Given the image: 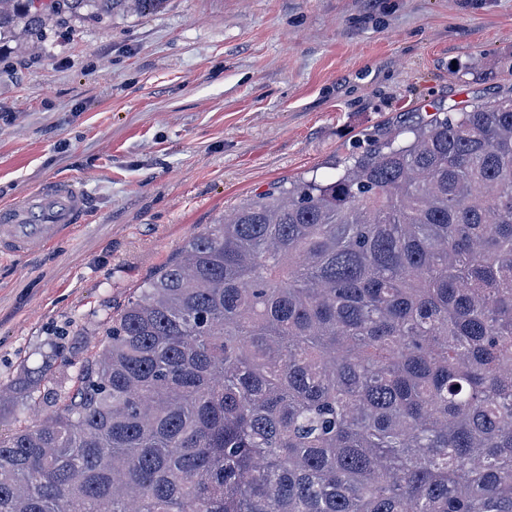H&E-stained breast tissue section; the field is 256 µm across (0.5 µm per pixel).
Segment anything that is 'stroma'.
Here are the masks:
<instances>
[{"label":"stroma","mask_w":512,"mask_h":512,"mask_svg":"<svg viewBox=\"0 0 512 512\" xmlns=\"http://www.w3.org/2000/svg\"><path fill=\"white\" fill-rule=\"evenodd\" d=\"M512 89V0H166L0 60V208L81 180L77 232L0 259V389L35 425L136 289L252 197Z\"/></svg>","instance_id":"obj_1"}]
</instances>
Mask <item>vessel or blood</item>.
<instances>
[{"instance_id":"vessel-or-blood-1","label":"vessel or blood","mask_w":512,"mask_h":512,"mask_svg":"<svg viewBox=\"0 0 512 512\" xmlns=\"http://www.w3.org/2000/svg\"><path fill=\"white\" fill-rule=\"evenodd\" d=\"M86 208L79 181L52 180L26 200L0 209V257L41 252L71 234Z\"/></svg>"}]
</instances>
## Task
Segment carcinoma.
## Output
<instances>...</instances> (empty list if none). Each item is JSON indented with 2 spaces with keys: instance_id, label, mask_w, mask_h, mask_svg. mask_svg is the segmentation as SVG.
<instances>
[{
  "instance_id": "cac0c4a2",
  "label": "carcinoma",
  "mask_w": 512,
  "mask_h": 512,
  "mask_svg": "<svg viewBox=\"0 0 512 512\" xmlns=\"http://www.w3.org/2000/svg\"><path fill=\"white\" fill-rule=\"evenodd\" d=\"M163 0H0V50ZM189 239L42 421L0 512H512V95Z\"/></svg>"
}]
</instances>
